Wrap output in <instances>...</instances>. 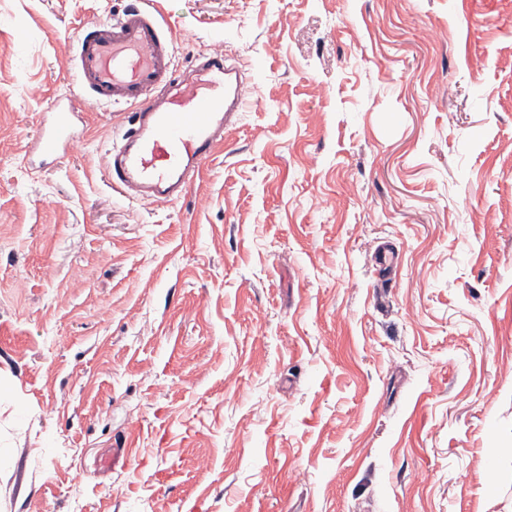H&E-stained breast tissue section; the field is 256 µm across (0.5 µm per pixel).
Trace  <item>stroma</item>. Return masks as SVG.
<instances>
[{"label":"stroma","mask_w":512,"mask_h":512,"mask_svg":"<svg viewBox=\"0 0 512 512\" xmlns=\"http://www.w3.org/2000/svg\"><path fill=\"white\" fill-rule=\"evenodd\" d=\"M130 2L0 0V512H512V0H139L251 99L163 204L23 161Z\"/></svg>","instance_id":"stroma-1"}]
</instances>
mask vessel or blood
I'll return each instance as SVG.
<instances>
[{"mask_svg":"<svg viewBox=\"0 0 512 512\" xmlns=\"http://www.w3.org/2000/svg\"><path fill=\"white\" fill-rule=\"evenodd\" d=\"M75 49V94L51 102L34 151L54 162L82 142L75 97L124 105L134 119L108 153L113 188L155 203L179 199L244 109L241 69L215 51L181 74L161 21L137 6L80 29Z\"/></svg>","mask_w":512,"mask_h":512,"instance_id":"vessel-or-blood-1","label":"vessel or blood"}]
</instances>
